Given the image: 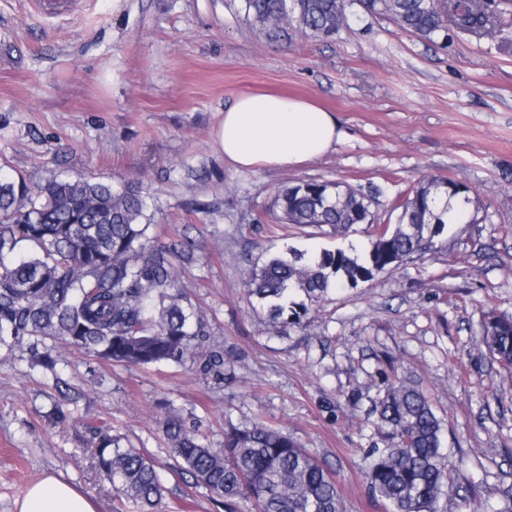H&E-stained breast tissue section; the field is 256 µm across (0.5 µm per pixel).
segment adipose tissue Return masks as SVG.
I'll return each instance as SVG.
<instances>
[{"mask_svg": "<svg viewBox=\"0 0 512 512\" xmlns=\"http://www.w3.org/2000/svg\"><path fill=\"white\" fill-rule=\"evenodd\" d=\"M344 133L332 112L279 92L239 95L214 132L217 149L238 169L293 168L324 157ZM17 512H96L82 491L53 475L28 487Z\"/></svg>", "mask_w": 512, "mask_h": 512, "instance_id": "obj_1", "label": "adipose tissue"}]
</instances>
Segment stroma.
<instances>
[{
  "label": "stroma",
  "instance_id": "stroma-1",
  "mask_svg": "<svg viewBox=\"0 0 512 512\" xmlns=\"http://www.w3.org/2000/svg\"><path fill=\"white\" fill-rule=\"evenodd\" d=\"M262 91L318 102L344 139L297 168H233L212 132L225 104ZM0 170L32 186L142 180L156 245H192L178 274L224 351L218 380L189 362L127 366L62 344L49 372L29 346L0 349V512L48 474L115 512L89 453L100 432L154 463L157 512H224L167 447L160 423L173 415L215 448L229 426L271 423L333 474L346 512H387L365 474L383 444L373 408L394 375L430 398L460 470L437 512L512 505V374L482 342L488 310L512 316V8L489 32L450 23L429 41L354 7L333 37L275 40L239 0H63L46 14L0 0ZM430 177L470 188L468 217L439 251L330 290L297 325L273 326L248 298L258 259L370 244L362 224L280 228L279 189L377 186L372 210L393 221Z\"/></svg>",
  "mask_w": 512,
  "mask_h": 512
}]
</instances>
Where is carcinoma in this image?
Masks as SVG:
<instances>
[{"label":"carcinoma","instance_id":"obj_1","mask_svg":"<svg viewBox=\"0 0 512 512\" xmlns=\"http://www.w3.org/2000/svg\"><path fill=\"white\" fill-rule=\"evenodd\" d=\"M354 5L428 40L450 19L471 31L486 30L490 22L473 0L449 6L433 0H301L292 25L328 38ZM283 7L284 0H241L246 17L275 36L288 30L275 23ZM144 190L134 179L114 184L55 178L36 188L22 178L0 180V347L27 344L49 371L54 348L65 344L133 366L197 360L205 373L224 375V352L204 346L199 313L182 302L175 260L186 246L151 245ZM467 192L460 180L429 179L403 205L397 223L377 224L364 256L343 249L274 255L255 263L247 294L271 323L297 324L330 289L398 270L414 251L416 236L425 234L424 225L436 224L440 235L460 222L450 200L466 205ZM274 207L285 223L300 228L338 231L375 221L365 194L331 182L288 186ZM399 224L415 225L418 234L401 231ZM297 291L308 303L294 300ZM483 340L493 359L512 372V316L491 313ZM375 413L388 444L373 450L369 488L391 512H435L452 476L450 455L441 449V418L419 389L396 381L387 383ZM162 432L181 468L222 499L225 512H238L241 504L246 512H344L341 490L327 469L272 424L233 427L221 448L178 417L166 419ZM92 454L120 505L131 501L141 512H155L163 487L150 459L107 433L99 435Z\"/></svg>","mask_w":512,"mask_h":512}]
</instances>
